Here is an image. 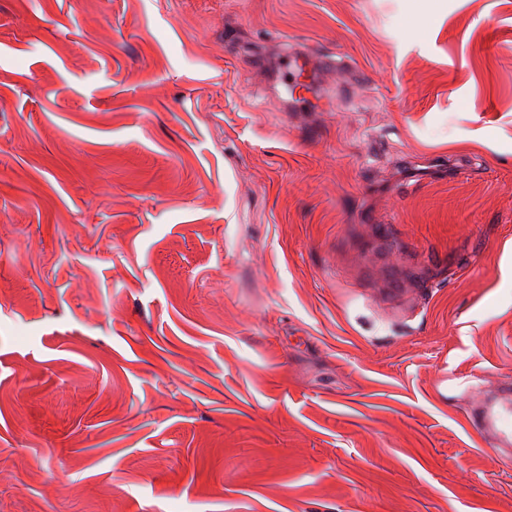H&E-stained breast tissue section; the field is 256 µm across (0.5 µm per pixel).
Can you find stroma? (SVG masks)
Wrapping results in <instances>:
<instances>
[{
  "label": "stroma",
  "mask_w": 512,
  "mask_h": 512,
  "mask_svg": "<svg viewBox=\"0 0 512 512\" xmlns=\"http://www.w3.org/2000/svg\"><path fill=\"white\" fill-rule=\"evenodd\" d=\"M505 382L512 0H0V512H512ZM285 56L288 58V71L285 75L286 85L289 88V93L295 100H302L306 85L300 81V74L298 70V56L293 52H286ZM471 423L479 433L492 438L495 448L512 447V385L500 386L493 394L480 395L471 408Z\"/></svg>",
  "instance_id": "stroma-1"
}]
</instances>
